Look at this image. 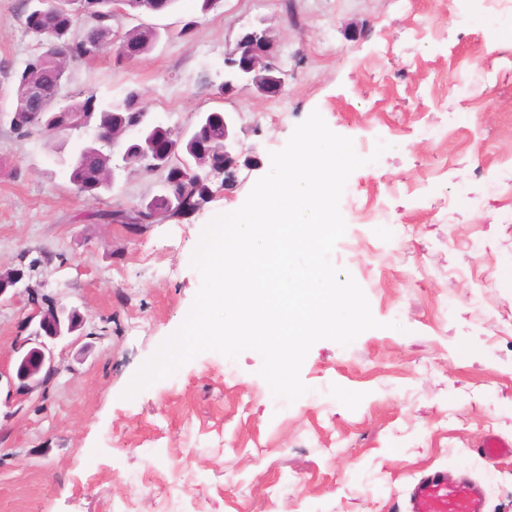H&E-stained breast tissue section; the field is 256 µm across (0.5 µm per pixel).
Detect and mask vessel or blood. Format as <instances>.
<instances>
[{
	"mask_svg": "<svg viewBox=\"0 0 512 512\" xmlns=\"http://www.w3.org/2000/svg\"><path fill=\"white\" fill-rule=\"evenodd\" d=\"M477 453L496 460L512 453V443L490 435L478 446ZM484 507L485 494L479 483L469 478L451 481L435 470L411 486L407 512H484Z\"/></svg>",
	"mask_w": 512,
	"mask_h": 512,
	"instance_id": "1",
	"label": "vessel or blood"
}]
</instances>
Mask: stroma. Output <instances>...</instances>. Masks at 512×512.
Instances as JSON below:
<instances>
[{"instance_id": "obj_1", "label": "stroma", "mask_w": 512, "mask_h": 512, "mask_svg": "<svg viewBox=\"0 0 512 512\" xmlns=\"http://www.w3.org/2000/svg\"><path fill=\"white\" fill-rule=\"evenodd\" d=\"M19 3L0 0V272L33 266L31 285L82 327L57 342L64 368L46 391L0 401V512H405L434 470L475 478L486 512H512V457L476 453L487 435L512 440V0H219L206 13L178 0L153 17L166 34L141 59L116 63L109 46L69 63L66 95L134 90L151 120L182 130L232 113L262 161L214 184L189 220L138 227L94 215L152 197L158 176L116 153L113 185L90 198L60 159L95 129L11 130L14 74L39 50ZM253 26L278 44L281 96L219 90ZM315 111L368 160L347 180L331 261L381 328L316 342L291 404L252 350L201 353L127 396L193 306L205 228ZM31 310L0 299V367Z\"/></svg>"}]
</instances>
